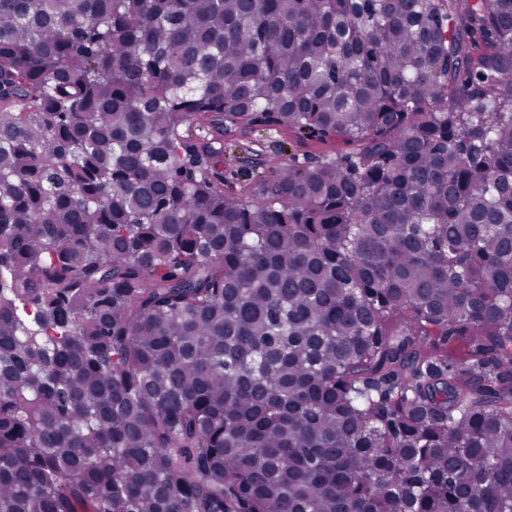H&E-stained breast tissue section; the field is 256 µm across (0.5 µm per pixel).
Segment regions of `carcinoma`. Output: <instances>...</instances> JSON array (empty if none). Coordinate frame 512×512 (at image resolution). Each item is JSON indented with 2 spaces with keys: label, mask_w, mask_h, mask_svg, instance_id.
<instances>
[{
  "label": "carcinoma",
  "mask_w": 512,
  "mask_h": 512,
  "mask_svg": "<svg viewBox=\"0 0 512 512\" xmlns=\"http://www.w3.org/2000/svg\"><path fill=\"white\" fill-rule=\"evenodd\" d=\"M0 512H512V0H0ZM252 139L260 140L264 145L262 162L266 167H275L283 155L296 154L300 161L310 165L316 164L322 158L341 150L342 145L335 143H318L314 141H300L289 132L276 133L274 131L255 130L250 134Z\"/></svg>",
  "instance_id": "1"
}]
</instances>
